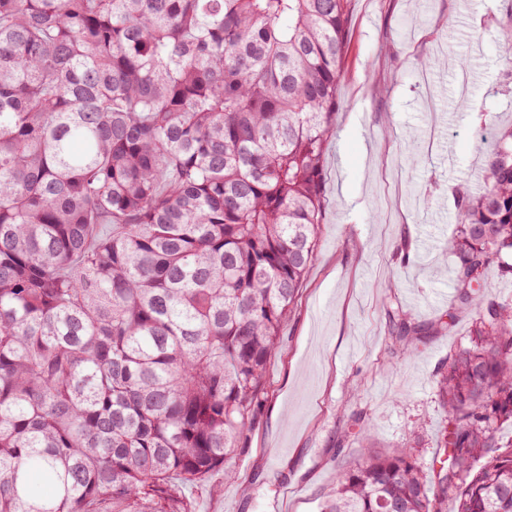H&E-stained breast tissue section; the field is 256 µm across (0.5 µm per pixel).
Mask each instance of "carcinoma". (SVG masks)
Returning a JSON list of instances; mask_svg holds the SVG:
<instances>
[{
    "label": "carcinoma",
    "mask_w": 512,
    "mask_h": 512,
    "mask_svg": "<svg viewBox=\"0 0 512 512\" xmlns=\"http://www.w3.org/2000/svg\"><path fill=\"white\" fill-rule=\"evenodd\" d=\"M351 0H0V512H191L318 246ZM500 52L512 66V3ZM446 427L321 512H512V126L453 188Z\"/></svg>",
    "instance_id": "cac0c4a2"
}]
</instances>
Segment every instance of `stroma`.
<instances>
[{
	"mask_svg": "<svg viewBox=\"0 0 512 512\" xmlns=\"http://www.w3.org/2000/svg\"><path fill=\"white\" fill-rule=\"evenodd\" d=\"M504 17L501 0H352L317 256L236 479L219 469L187 488L193 512H319L337 463L367 443L430 465L446 415L438 374L475 318L453 311L452 187L481 179L497 127L512 125ZM440 52V72L416 66ZM392 307L420 330L417 348L398 341ZM451 313L450 334L439 323Z\"/></svg>",
	"mask_w": 512,
	"mask_h": 512,
	"instance_id": "1",
	"label": "stroma"
}]
</instances>
